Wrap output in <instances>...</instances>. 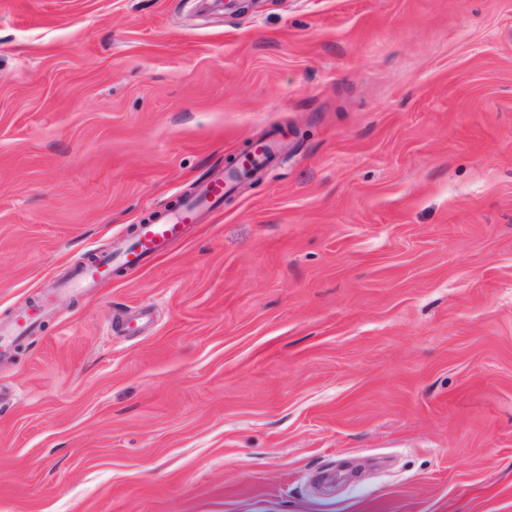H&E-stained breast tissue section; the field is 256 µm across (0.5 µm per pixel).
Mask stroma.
<instances>
[{
  "label": "stroma",
  "instance_id": "1",
  "mask_svg": "<svg viewBox=\"0 0 512 512\" xmlns=\"http://www.w3.org/2000/svg\"><path fill=\"white\" fill-rule=\"evenodd\" d=\"M47 291L0 512H512V0H0V322ZM235 179L236 172L216 170L193 199L182 202L175 212L155 216L151 224H141L131 245L78 272L71 286L87 292L101 287L114 264L136 269L147 267L165 255L171 245L183 236L186 225L199 224L198 217L202 210L213 213L224 195L233 188Z\"/></svg>",
  "mask_w": 512,
  "mask_h": 512
}]
</instances>
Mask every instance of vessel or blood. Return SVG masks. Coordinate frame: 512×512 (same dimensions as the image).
Listing matches in <instances>:
<instances>
[{
  "label": "vessel or blood",
  "instance_id": "vessel-or-blood-1",
  "mask_svg": "<svg viewBox=\"0 0 512 512\" xmlns=\"http://www.w3.org/2000/svg\"><path fill=\"white\" fill-rule=\"evenodd\" d=\"M234 172L216 170L193 199L182 202L177 211L155 216L153 223L140 225L133 243L102 259L93 267L78 272L72 285L85 291L101 287L112 267L120 265L142 269L165 255L178 241L186 225L197 223L201 211H214L235 182ZM42 310L21 312L12 322L0 326V357L4 356L18 337L32 334L39 327Z\"/></svg>",
  "mask_w": 512,
  "mask_h": 512
}]
</instances>
